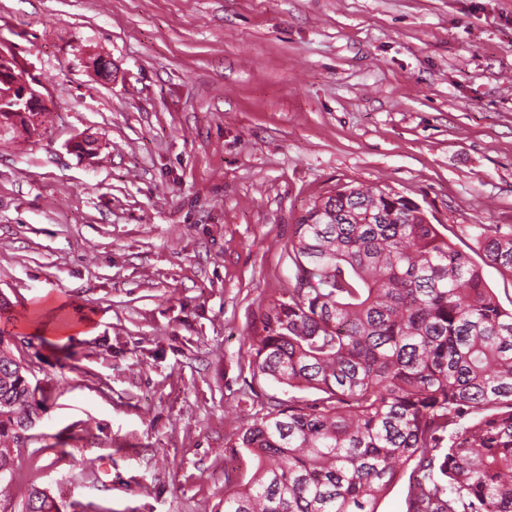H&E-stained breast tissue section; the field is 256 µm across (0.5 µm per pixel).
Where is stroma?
<instances>
[{
    "label": "stroma",
    "instance_id": "stroma-1",
    "mask_svg": "<svg viewBox=\"0 0 512 512\" xmlns=\"http://www.w3.org/2000/svg\"><path fill=\"white\" fill-rule=\"evenodd\" d=\"M0 48L53 110L0 138V330L38 404L0 512H223L254 471L231 444L288 397L252 338L336 185L476 261L477 225L512 226V0H0Z\"/></svg>",
    "mask_w": 512,
    "mask_h": 512
}]
</instances>
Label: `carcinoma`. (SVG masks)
<instances>
[{
	"mask_svg": "<svg viewBox=\"0 0 512 512\" xmlns=\"http://www.w3.org/2000/svg\"><path fill=\"white\" fill-rule=\"evenodd\" d=\"M22 130L0 105V128ZM484 261L512 281V231L480 224ZM413 200L345 183L313 201L288 249L295 283L264 312L253 375L291 396L231 444L254 472L224 512H377L412 465L406 512H512V309L481 267ZM36 410L0 363V484L6 442ZM28 512H54L36 492Z\"/></svg>",
	"mask_w": 512,
	"mask_h": 512,
	"instance_id": "obj_1",
	"label": "carcinoma"
}]
</instances>
